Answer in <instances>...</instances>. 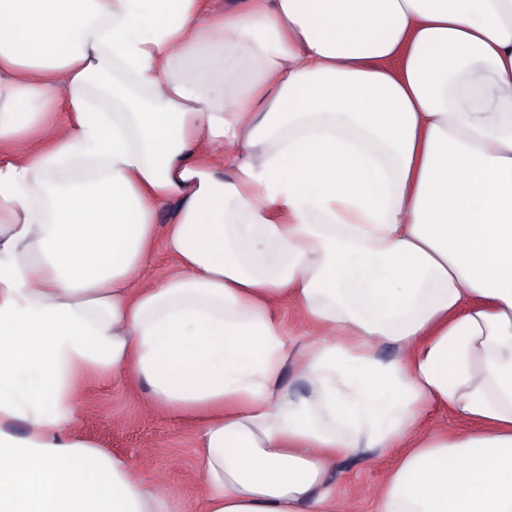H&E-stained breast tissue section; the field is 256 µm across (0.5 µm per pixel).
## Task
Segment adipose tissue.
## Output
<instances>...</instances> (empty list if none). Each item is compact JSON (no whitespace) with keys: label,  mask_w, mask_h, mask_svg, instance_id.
Here are the masks:
<instances>
[{"label":"adipose tissue","mask_w":512,"mask_h":512,"mask_svg":"<svg viewBox=\"0 0 512 512\" xmlns=\"http://www.w3.org/2000/svg\"><path fill=\"white\" fill-rule=\"evenodd\" d=\"M111 376L202 512L372 453L377 512H512V0H0V512H179L83 435ZM172 266L171 258L159 249L151 263L144 270L139 284L151 285L161 282L171 271ZM281 317L284 323L285 332L291 342L299 344L305 342L309 338V336H307V323L291 299L282 303Z\"/></svg>","instance_id":"obj_1"}]
</instances>
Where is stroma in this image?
I'll use <instances>...</instances> for the list:
<instances>
[{
    "mask_svg": "<svg viewBox=\"0 0 512 512\" xmlns=\"http://www.w3.org/2000/svg\"><path fill=\"white\" fill-rule=\"evenodd\" d=\"M84 435L100 448L129 457L150 482L165 477L181 512H201L194 448L199 420L147 407V394L122 381L94 383L81 406ZM393 464L392 456L348 458L336 465V491L353 502V512H376L378 494Z\"/></svg>",
    "mask_w": 512,
    "mask_h": 512,
    "instance_id": "35a3bbf8",
    "label": "stroma"
}]
</instances>
